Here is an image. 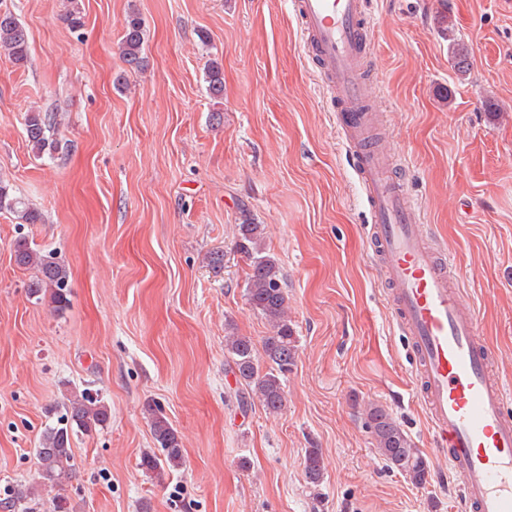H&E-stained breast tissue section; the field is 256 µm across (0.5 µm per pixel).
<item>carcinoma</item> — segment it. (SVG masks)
<instances>
[{"instance_id": "carcinoma-1", "label": "carcinoma", "mask_w": 512, "mask_h": 512, "mask_svg": "<svg viewBox=\"0 0 512 512\" xmlns=\"http://www.w3.org/2000/svg\"><path fill=\"white\" fill-rule=\"evenodd\" d=\"M70 8L62 15L63 21L78 31L84 25L77 0H69ZM121 54L129 70L139 72L147 67L144 56V27L140 17L132 12L125 18L120 40ZM0 48L7 51L13 63L19 67L27 64L30 55V38L26 27L15 13L0 8ZM208 93L214 99L224 95V73L221 65L211 62L206 69ZM24 130L35 156L53 154L60 149L59 141L47 136L45 118L39 112L25 116ZM14 216L20 224H40L41 212L22 198L10 192L0 183V212ZM264 225L253 222L250 214L242 212L241 224L237 225L236 245L250 260L246 279V300L253 311L265 319L271 335L258 347L249 336L232 333L224 337L225 351L232 365L237 384L247 395L255 398L270 412H278L285 406L283 381L295 365L298 345L291 320L288 319V290L277 260L264 246ZM15 264L20 268L33 267L35 279L28 285V293L38 298H49L53 311L62 312L68 304L69 272L55 258L45 256L32 248L28 240L20 237L13 245ZM63 427L46 429L35 448L39 463L40 485L53 488L71 477L74 469L72 440L79 435H90L103 428L110 409L98 394L89 389L71 392L64 398ZM144 414L150 422L153 439L161 454L145 453L139 466L147 472L158 474L179 470L184 461L181 438L160 406L148 403ZM368 421L376 442V451L386 466L402 474L414 485L427 480L429 465L423 452L416 448L411 438L395 419L382 407L369 408ZM324 460L319 448L305 449L304 470L307 483L318 487L324 479ZM34 495L33 487L18 484L4 508L11 510L29 508Z\"/></svg>"}]
</instances>
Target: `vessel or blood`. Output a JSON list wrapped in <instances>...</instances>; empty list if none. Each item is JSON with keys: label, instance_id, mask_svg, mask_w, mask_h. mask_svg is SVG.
Masks as SVG:
<instances>
[{"label": "vessel or blood", "instance_id": "1", "mask_svg": "<svg viewBox=\"0 0 512 512\" xmlns=\"http://www.w3.org/2000/svg\"><path fill=\"white\" fill-rule=\"evenodd\" d=\"M304 46L335 101L336 132L370 215L369 244L395 321L411 342L434 447L448 461L458 512H512V390L454 286V263L392 179L393 152L372 146L377 83L368 78L364 0H291Z\"/></svg>", "mask_w": 512, "mask_h": 512}]
</instances>
